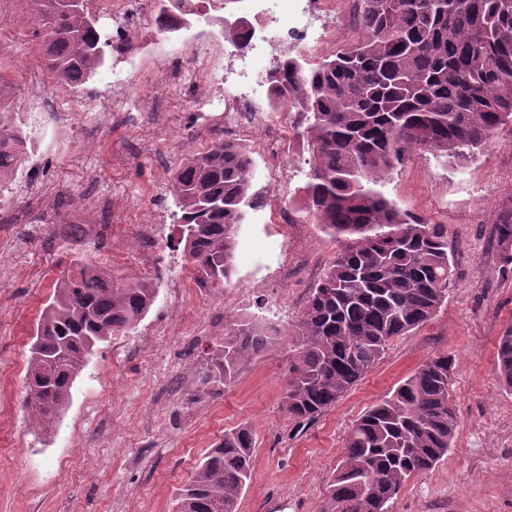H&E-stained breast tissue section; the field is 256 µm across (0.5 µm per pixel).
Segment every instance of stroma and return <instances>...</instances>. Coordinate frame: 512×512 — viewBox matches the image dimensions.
Listing matches in <instances>:
<instances>
[{"label": "stroma", "instance_id": "1", "mask_svg": "<svg viewBox=\"0 0 512 512\" xmlns=\"http://www.w3.org/2000/svg\"><path fill=\"white\" fill-rule=\"evenodd\" d=\"M33 9L32 0H15L0 20V77L35 137L0 196L19 218L0 223L11 241L0 258V512H174L200 457L241 425L252 430L256 450L239 512H318L352 424L439 353L456 364L452 448L432 471L405 482L390 512H512V389L498 378L495 349L512 328V268L502 265L495 237L499 216L512 210V125L455 164L417 151L392 171L385 196L448 234V296L333 406L301 423L282 407L287 346L255 359L218 395L197 393L195 375L232 322L248 316L284 331L297 324L341 249L301 210L306 146L290 129L223 134L250 149L253 189L268 207L251 211L239 229L231 282L211 292L192 287L169 184L186 155L223 136L198 122L194 102L223 87L235 58L205 23L168 39L145 17L124 55L126 100L151 124L87 112L79 125L59 127L29 111V74L42 69ZM201 38L214 74L193 88L181 71ZM149 72L163 85L148 84ZM158 206L164 230L146 250L141 228ZM277 207L288 209L290 223L276 222ZM82 258L118 277L149 280L156 301L128 334L98 345L56 422L35 429L23 410L29 348L43 307Z\"/></svg>", "mask_w": 512, "mask_h": 512}]
</instances>
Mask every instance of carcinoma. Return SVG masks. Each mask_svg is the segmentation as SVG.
I'll return each instance as SVG.
<instances>
[{
  "instance_id": "1",
  "label": "carcinoma",
  "mask_w": 512,
  "mask_h": 512,
  "mask_svg": "<svg viewBox=\"0 0 512 512\" xmlns=\"http://www.w3.org/2000/svg\"><path fill=\"white\" fill-rule=\"evenodd\" d=\"M360 36L315 63L284 55L266 73L270 99L300 115L310 154L299 188L307 220L353 235L312 289L301 319L282 333L243 318L213 345L199 389L219 394L239 371L281 342L293 352L283 407L311 421L381 360L389 343L432 320L453 263L437 224L409 219L381 191L409 153L452 164L512 123V0H358ZM41 52L53 79L78 88L106 62L104 39L79 0H34ZM250 25H224L245 46ZM27 134L0 98V194L24 162ZM249 150L224 141L188 155L170 192L195 284L222 288L235 272L237 234L256 209ZM512 265V213L497 224ZM154 285L116 281L77 261L44 307L27 368L29 423L51 426L71 398L88 345L129 333L151 310ZM496 368L512 388V328L497 340ZM448 354L428 358L352 425L319 512H389L406 480L448 455L457 428ZM255 442L245 425L198 462L177 512H237Z\"/></svg>"
}]
</instances>
